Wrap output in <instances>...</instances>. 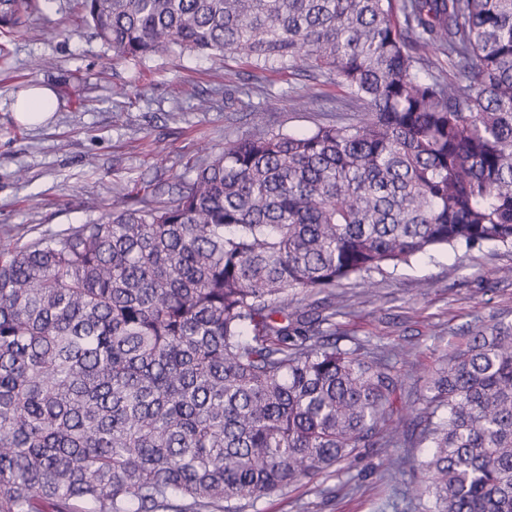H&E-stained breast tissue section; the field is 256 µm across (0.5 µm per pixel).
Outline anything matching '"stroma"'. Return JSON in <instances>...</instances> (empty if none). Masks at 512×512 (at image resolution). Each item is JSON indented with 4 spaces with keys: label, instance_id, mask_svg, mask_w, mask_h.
<instances>
[{
    "label": "stroma",
    "instance_id": "1",
    "mask_svg": "<svg viewBox=\"0 0 512 512\" xmlns=\"http://www.w3.org/2000/svg\"><path fill=\"white\" fill-rule=\"evenodd\" d=\"M0 53V234L28 241L43 231L98 221L112 205L189 177L207 154L266 128L307 133L335 120L336 83L288 69L256 71L232 56L163 53L116 61L84 27L77 0H49ZM52 88L59 100L42 124L17 119L19 90ZM512 249H438L350 279L325 294L295 291L288 304L336 311L341 348L393 358L400 383L393 414L424 406L428 378L472 330L512 324ZM417 439L362 449L356 461L248 503L243 512H423L412 490Z\"/></svg>",
    "mask_w": 512,
    "mask_h": 512
}]
</instances>
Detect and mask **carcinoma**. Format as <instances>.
Returning <instances> with one entry per match:
<instances>
[{
  "mask_svg": "<svg viewBox=\"0 0 512 512\" xmlns=\"http://www.w3.org/2000/svg\"><path fill=\"white\" fill-rule=\"evenodd\" d=\"M48 0H0L29 34ZM123 60L178 49L334 80L100 221L0 239V512H239L378 445L391 358L288 306L440 246L512 248V0H79ZM399 419L429 512H512V324Z\"/></svg>",
  "mask_w": 512,
  "mask_h": 512,
  "instance_id": "cac0c4a2",
  "label": "carcinoma"
}]
</instances>
